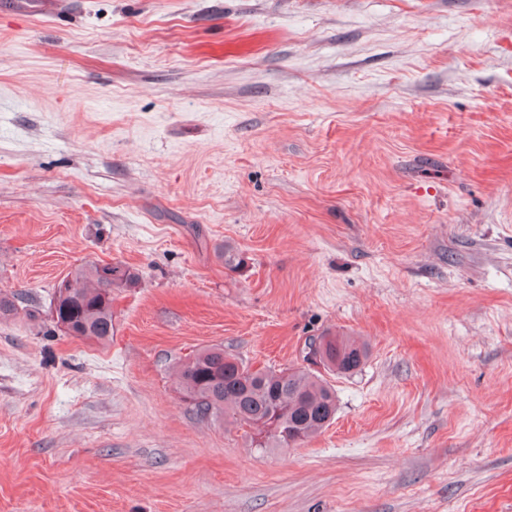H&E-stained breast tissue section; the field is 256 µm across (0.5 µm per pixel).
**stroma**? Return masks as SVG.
Listing matches in <instances>:
<instances>
[{"mask_svg":"<svg viewBox=\"0 0 512 512\" xmlns=\"http://www.w3.org/2000/svg\"><path fill=\"white\" fill-rule=\"evenodd\" d=\"M93 262L105 345L49 316ZM0 291V512H512V0H11ZM320 336L305 444L179 390ZM330 339L335 342V349L337 342L341 355L337 364L336 358H334L332 363L325 364L324 367L341 375L352 374L358 370L367 358L366 345L348 336H336V338Z\"/></svg>","mask_w":512,"mask_h":512,"instance_id":"obj_1","label":"stroma"}]
</instances>
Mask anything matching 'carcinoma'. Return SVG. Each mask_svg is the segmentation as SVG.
Returning a JSON list of instances; mask_svg holds the SVG:
<instances>
[{"mask_svg":"<svg viewBox=\"0 0 512 512\" xmlns=\"http://www.w3.org/2000/svg\"><path fill=\"white\" fill-rule=\"evenodd\" d=\"M138 275L128 267H112V287L132 288ZM69 287L57 285L50 304L58 321L82 338L106 343L112 339V296L104 293L105 277L96 263L75 268ZM338 362L325 368L352 374L367 358L365 344L348 336L334 338ZM180 390L199 419L226 420L254 431L257 448H288L326 428L336 414V393L321 377L304 370L256 372L239 359L209 347L178 366Z\"/></svg>","mask_w":512,"mask_h":512,"instance_id":"1","label":"carcinoma"}]
</instances>
